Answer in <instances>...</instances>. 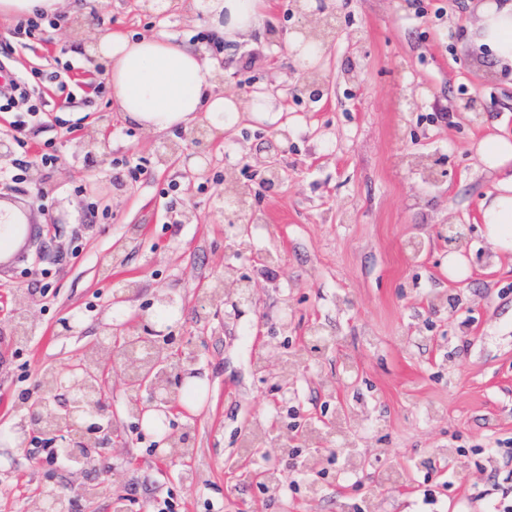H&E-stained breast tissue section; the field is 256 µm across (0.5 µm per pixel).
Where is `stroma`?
Here are the masks:
<instances>
[{
    "label": "stroma",
    "instance_id": "obj_1",
    "mask_svg": "<svg viewBox=\"0 0 512 512\" xmlns=\"http://www.w3.org/2000/svg\"><path fill=\"white\" fill-rule=\"evenodd\" d=\"M140 2L92 0L90 19L113 33L164 31L209 45L190 0H167L158 14ZM335 4L345 34L320 60L333 92L318 102L279 98L294 149L284 162L287 178L272 191L249 166L269 121L227 132L205 127L200 149L178 132L146 131L112 107L104 66L68 23L45 26L22 47L19 20H0V61L40 72L55 103L26 133L27 171L44 198L0 194L30 220L25 244L0 252V430L20 424L18 396L38 373L63 370L102 337L101 311L130 281L139 291L122 306L126 320L153 317L159 292L179 301L169 324L198 351L206 382L186 462L155 460L151 433L117 434L97 451L101 469L81 477L97 487L91 498L73 490L65 469L32 465L39 444L0 443V512H30L45 485L60 487L69 512H112L128 494L171 512H364L368 496L378 512H491L492 498L480 491L512 486V256L474 260L489 247L480 202L499 179L483 169L476 148L488 134H512V72L468 41L478 15L458 11L455 0ZM210 56L225 92L237 96L287 80L298 65L289 45L269 44L262 30L250 44ZM357 67L359 83H345L344 72ZM55 71L71 76L70 94L50 84ZM462 93L490 102L481 124L453 111ZM89 130L105 141L107 160L76 150ZM175 140L180 152L158 160ZM48 142L57 155L50 166L39 158ZM441 157L447 177L426 185L424 159ZM129 158L140 161L141 174L129 173ZM231 167L250 185L261 217L243 256L228 249L224 176ZM186 208L195 218L184 224ZM448 223L470 227L458 252L471 260V275L459 283L449 280L448 251L433 232ZM419 236L414 259L409 244ZM227 269L250 278L257 312L204 305ZM21 314L33 323L24 342L14 337ZM74 317L77 329L66 334L62 322ZM317 329L330 347L310 359L293 404L327 421L342 408H368L376 423L361 427L355 446L372 465L341 474L332 451L343 438L332 433L325 453L310 446L267 457L287 472L319 456L322 494L309 497L300 485L268 497L240 476L256 468L242 447L246 427L260 421L276 430L282 402L255 362L279 365ZM444 448L452 457L441 456ZM184 465L203 468V482L181 481ZM427 491L433 503H425Z\"/></svg>",
    "mask_w": 512,
    "mask_h": 512
}]
</instances>
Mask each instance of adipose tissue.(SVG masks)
I'll list each match as a JSON object with an SVG mask.
<instances>
[{
	"label": "adipose tissue",
	"instance_id": "ef3b65f1",
	"mask_svg": "<svg viewBox=\"0 0 512 512\" xmlns=\"http://www.w3.org/2000/svg\"><path fill=\"white\" fill-rule=\"evenodd\" d=\"M209 31L224 41L242 43L265 21L267 0H193ZM471 41L487 48L498 66L512 68V0L480 6ZM93 55L107 66V88L117 111L153 133L188 129L209 122L232 130L255 112L278 121L283 111L274 99L243 103L225 95L214 78L204 48L164 33L108 34ZM484 165L499 173L494 191L481 206L484 236L495 251L512 254V137L491 134L478 144Z\"/></svg>",
	"mask_w": 512,
	"mask_h": 512
}]
</instances>
